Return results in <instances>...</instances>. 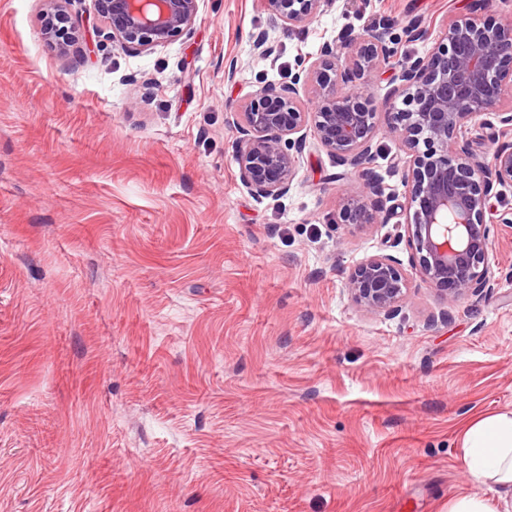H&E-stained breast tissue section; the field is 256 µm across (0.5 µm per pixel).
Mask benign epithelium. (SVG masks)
Segmentation results:
<instances>
[{
    "label": "benign epithelium",
    "mask_w": 512,
    "mask_h": 512,
    "mask_svg": "<svg viewBox=\"0 0 512 512\" xmlns=\"http://www.w3.org/2000/svg\"><path fill=\"white\" fill-rule=\"evenodd\" d=\"M70 0H43L46 15L66 24L62 49L79 40L82 22L72 18ZM279 19L301 26L333 0H261ZM490 0H475L469 14L446 24L442 42L423 56L396 61L395 48L379 27L326 43L318 58L298 64L286 83L265 84L242 106L235 128L233 158L240 178L258 198L288 195L308 132L347 166L356 179L339 201L340 225L354 232L386 224L391 211L387 187L373 171L377 113L365 104L366 73L399 67L408 108L394 113L391 129L410 155L403 171L408 188L405 234L411 268L447 304L480 297L493 287L490 265L494 225L512 229V209L492 199L512 185V24H488L480 11ZM112 42L129 52L150 51L189 31L198 0H94ZM318 87L321 105L309 112L301 92ZM492 114L496 122L481 116ZM494 130L497 146L485 149L476 126ZM345 287L361 309L392 315L407 297L408 278L392 254L365 257L349 271Z\"/></svg>",
    "instance_id": "7a95c632"
}]
</instances>
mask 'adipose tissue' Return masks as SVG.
Wrapping results in <instances>:
<instances>
[{"mask_svg": "<svg viewBox=\"0 0 512 512\" xmlns=\"http://www.w3.org/2000/svg\"><path fill=\"white\" fill-rule=\"evenodd\" d=\"M462 448L478 489L452 498L448 512H496L484 488L492 486L503 497L512 493V412L471 422L464 432Z\"/></svg>", "mask_w": 512, "mask_h": 512, "instance_id": "obj_1", "label": "adipose tissue"}]
</instances>
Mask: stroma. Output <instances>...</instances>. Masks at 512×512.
<instances>
[{
  "instance_id": "35a3bbf8",
  "label": "stroma",
  "mask_w": 512,
  "mask_h": 512,
  "mask_svg": "<svg viewBox=\"0 0 512 512\" xmlns=\"http://www.w3.org/2000/svg\"><path fill=\"white\" fill-rule=\"evenodd\" d=\"M469 4L336 0L291 28L199 0L188 33L128 53L71 0L64 56L40 0H0V512H448L474 491L462 434L512 412V232L491 229L478 301L413 276L387 316L344 285L409 258L398 66L367 79L389 223L337 227L345 181L315 137L276 202L232 157L244 98L341 32L381 21L422 55ZM412 20L428 40L401 42Z\"/></svg>"
}]
</instances>
